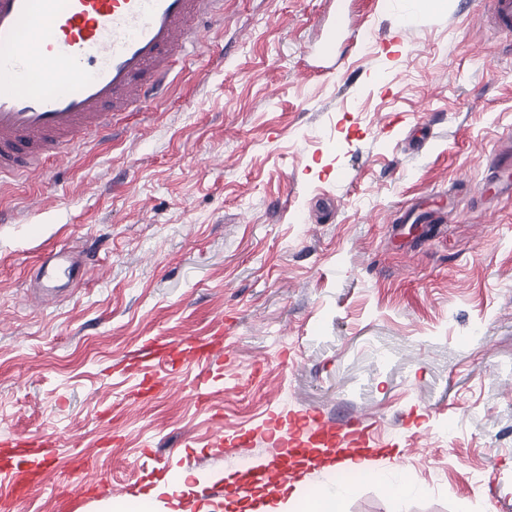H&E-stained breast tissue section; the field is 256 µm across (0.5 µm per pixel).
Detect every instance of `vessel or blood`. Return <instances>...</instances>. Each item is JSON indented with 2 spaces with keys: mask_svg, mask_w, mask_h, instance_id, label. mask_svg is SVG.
<instances>
[{
  "mask_svg": "<svg viewBox=\"0 0 512 512\" xmlns=\"http://www.w3.org/2000/svg\"><path fill=\"white\" fill-rule=\"evenodd\" d=\"M483 14L497 34L512 38V0H487ZM223 20L224 0H0V177L28 174L47 158H62L66 146L86 135L108 132L116 115L166 90L177 63L199 51L202 35ZM33 31L50 62L39 87L27 42ZM494 169L497 194L512 197V143L498 147ZM67 258L61 250L49 255L44 276H75ZM161 349L164 371L138 364L131 374H175L183 365L176 344ZM268 424L279 432L273 459L238 472L232 482L245 499L258 489L273 496L281 482L318 465L380 450L358 420L337 424L315 415L301 434L289 432L280 413ZM31 454L24 449L16 463L0 467L8 486L0 512H12L29 475L39 472Z\"/></svg>",
  "mask_w": 512,
  "mask_h": 512,
  "instance_id": "1",
  "label": "vessel or blood"
}]
</instances>
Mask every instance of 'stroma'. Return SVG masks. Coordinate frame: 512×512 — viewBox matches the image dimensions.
Wrapping results in <instances>:
<instances>
[{
	"instance_id": "1",
	"label": "stroma",
	"mask_w": 512,
	"mask_h": 512,
	"mask_svg": "<svg viewBox=\"0 0 512 512\" xmlns=\"http://www.w3.org/2000/svg\"><path fill=\"white\" fill-rule=\"evenodd\" d=\"M337 1L224 0L162 96L0 188V440L56 448L15 512H60L61 488L81 512L133 502L168 456L208 477L184 512H249L227 480L266 445L213 440L272 412L392 446L382 481L312 470L304 507L512 512V200L478 192L512 134V43L480 0H341L355 35L318 74L305 48ZM72 248L85 275L39 302L41 258ZM215 334L207 380L131 394L144 346Z\"/></svg>"
}]
</instances>
